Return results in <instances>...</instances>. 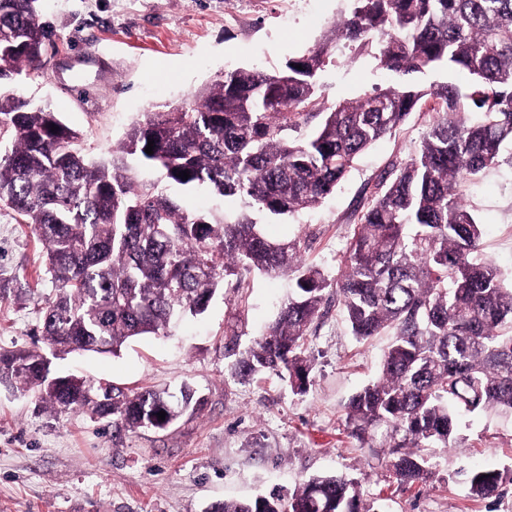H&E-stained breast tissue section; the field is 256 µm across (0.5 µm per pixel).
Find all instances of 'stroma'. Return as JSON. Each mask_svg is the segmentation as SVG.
Returning <instances> with one entry per match:
<instances>
[{"mask_svg":"<svg viewBox=\"0 0 512 512\" xmlns=\"http://www.w3.org/2000/svg\"><path fill=\"white\" fill-rule=\"evenodd\" d=\"M353 0H43L49 32L42 70L23 73L18 95L46 103L81 135L87 158L112 147L152 106L175 105L237 68L273 69L325 35ZM373 49L340 42L321 77V102L334 105L392 84ZM433 113L418 107L377 142L317 209L271 218L275 238L300 239L304 256L335 274L381 175L421 146ZM481 226L480 253L512 284V145L498 162L459 188ZM46 248L32 225L0 209V281L25 291L0 293V349L34 348L52 293ZM288 281L254 274L212 299L206 312L145 336L119 355L70 354L57 373L120 387H190L191 405L170 428L128 431L112 418L57 413L0 387V512H208L226 500L289 493L309 478L358 479L365 502L386 512H512V485L496 500L472 499L466 473L512 467V417L461 413L453 447L435 451L421 489L401 487L345 425V407L380 375L391 340L353 336L336 298L310 329V386L294 393L275 375L242 382L224 354L227 325L242 345L269 323Z\"/></svg>","mask_w":512,"mask_h":512,"instance_id":"1","label":"stroma"}]
</instances>
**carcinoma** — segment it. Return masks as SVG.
<instances>
[{"mask_svg":"<svg viewBox=\"0 0 512 512\" xmlns=\"http://www.w3.org/2000/svg\"><path fill=\"white\" fill-rule=\"evenodd\" d=\"M46 38L41 0H0V87L42 67ZM342 39L376 46L379 65L400 80L317 105ZM435 67L467 71L472 92L464 98L452 85L413 79ZM428 100L437 117L419 152L381 175L335 279L302 261L301 241L266 235L264 219L320 206L361 154ZM508 142L512 0H355L348 16L279 70L227 71L181 103L143 113L109 163L87 160L78 134L49 107L0 90V207L33 225L46 245L54 293L41 336L54 355H115L202 314L232 278L284 276L292 292L275 319L246 351L235 333L224 350L237 380L276 371L300 394L310 385L304 341L326 290L336 287L356 338L394 330L379 378L346 406L347 429L412 488L431 474L424 450L454 442L457 411L512 413V288L475 256L480 224L459 192ZM153 169L168 185L207 187L235 207L190 208L146 178ZM184 170L186 180L178 177ZM45 357L1 350L0 386L60 413L110 415L131 431L168 428L193 398L186 391L175 402L151 387L104 390L94 379L57 383ZM467 484L471 497L497 499L512 469L475 471ZM359 503L356 481L328 475L286 500L273 493L211 512H360Z\"/></svg>","mask_w":512,"mask_h":512,"instance_id":"obj_1","label":"carcinoma"}]
</instances>
